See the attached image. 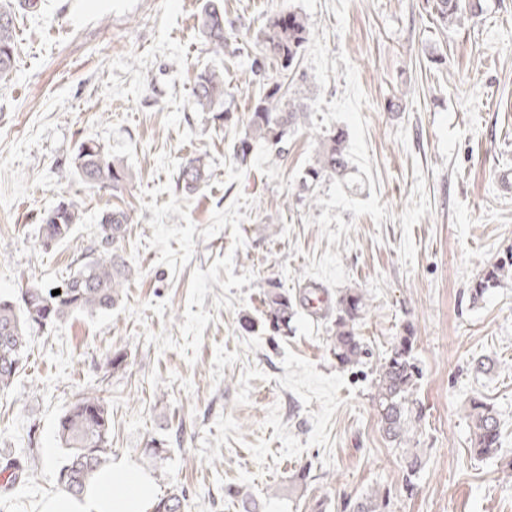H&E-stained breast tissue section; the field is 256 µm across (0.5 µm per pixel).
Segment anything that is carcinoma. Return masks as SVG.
<instances>
[{"mask_svg":"<svg viewBox=\"0 0 512 512\" xmlns=\"http://www.w3.org/2000/svg\"><path fill=\"white\" fill-rule=\"evenodd\" d=\"M435 15L445 26L471 19L483 12L482 0H434ZM198 31L212 53H224L227 36L224 30V7L218 0H207L198 16ZM304 18L295 11L282 10L274 14L261 32L266 53L254 58L250 71L257 76L266 69L265 60L278 63L282 74H292L308 40ZM15 23L9 6H0V78L10 75L15 59ZM194 103L201 112H209L216 101L224 98V72L208 69L199 73L193 87ZM306 111V105L289 86L275 83L251 106L244 137L234 146V157L244 164L257 139L273 146L283 143L288 131ZM71 174L88 189L118 190L131 180L122 160L106 152L91 139L79 143L70 164ZM346 134L339 127L324 135L316 163L307 171L305 183L315 185L325 178H344L348 174ZM202 158L186 160L180 167L177 187L186 193L198 189L204 180ZM80 214L74 202L61 200L44 212L40 224L41 245H57L70 241ZM130 214L125 210L105 211L99 218V234L84 249L83 263L76 273L59 284L45 286L30 283L20 294L30 303L16 304L0 298V390L10 387L20 371L23 353L30 337L41 330V320L52 327L78 313L94 314L112 310L120 300L122 288L131 276L132 268L122 255ZM512 276V250L489 265L471 285L472 303L482 300L503 279ZM60 290L54 295L52 291ZM316 288L306 290L293 299L284 289L272 284L264 292L265 328L274 334L285 333L297 314V307L313 308ZM367 307L363 293H343L336 303L335 330L330 350L341 367H353L366 354L357 333V323ZM414 331L407 329L397 337L376 368L372 403L382 428L391 441L403 443L408 427L421 421L423 410L414 393L421 371L413 355ZM466 416L472 428V451L480 458H492L501 448L500 420L494 407L481 397L469 399ZM58 434L66 450L58 472L60 489L81 495L95 472L106 462L111 451V418L105 398L98 392L81 394L60 416ZM422 466L418 454L404 450L406 485H411ZM186 495L173 486L152 508V512H183ZM390 495L377 491L345 504L344 512H388Z\"/></svg>","mask_w":512,"mask_h":512,"instance_id":"1","label":"carcinoma"}]
</instances>
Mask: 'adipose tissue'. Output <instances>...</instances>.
<instances>
[{"instance_id":"1","label":"adipose tissue","mask_w":512,"mask_h":512,"mask_svg":"<svg viewBox=\"0 0 512 512\" xmlns=\"http://www.w3.org/2000/svg\"><path fill=\"white\" fill-rule=\"evenodd\" d=\"M155 495L149 475L118 459L104 464L82 495L59 492L40 512H150Z\"/></svg>"}]
</instances>
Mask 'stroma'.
<instances>
[{
  "label": "stroma",
  "instance_id": "obj_1",
  "mask_svg": "<svg viewBox=\"0 0 512 512\" xmlns=\"http://www.w3.org/2000/svg\"><path fill=\"white\" fill-rule=\"evenodd\" d=\"M5 2L17 39L0 79V297L72 275L108 209L133 218V274L112 311L34 333L0 392V459L28 468L0 488V512H39L58 493L56 420L95 390L112 459L150 475L157 495L183 488L184 512H243L234 488L259 512H311L319 499L343 512L377 488L392 512H512V278L478 303L468 295L512 248V0H484L483 15L447 27L428 0H221L236 35L220 56L198 32L203 0ZM282 9L309 31L307 116L282 148L255 144L242 165L233 146L259 93L250 62ZM208 68L224 71L227 120L193 103ZM334 126L350 171L307 190L302 176ZM87 138L124 161L126 188L94 191L70 175ZM199 155L205 179L188 194L179 165ZM62 199L81 220L74 241L47 251L41 216ZM272 283L292 296L316 285L325 315L300 311L292 332L272 335ZM349 290L367 299L357 329L369 356L343 368L329 341ZM408 327L424 407L410 494L371 400L379 360ZM477 355L495 359L491 373H471ZM477 394L499 414L501 459L470 451L464 405ZM153 439L163 458L144 455ZM302 468L310 478L297 490Z\"/></svg>",
  "mask_w": 512,
  "mask_h": 512
}]
</instances>
